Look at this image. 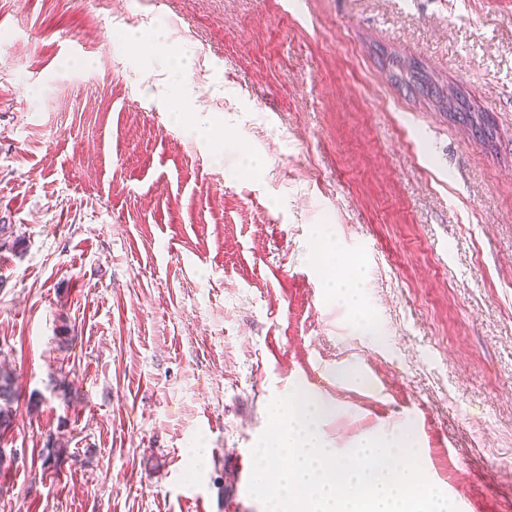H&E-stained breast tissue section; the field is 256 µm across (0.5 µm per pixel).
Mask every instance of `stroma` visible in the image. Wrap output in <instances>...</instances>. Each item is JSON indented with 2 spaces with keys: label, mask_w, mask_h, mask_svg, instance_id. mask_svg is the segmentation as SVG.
I'll return each mask as SVG.
<instances>
[{
  "label": "stroma",
  "mask_w": 512,
  "mask_h": 512,
  "mask_svg": "<svg viewBox=\"0 0 512 512\" xmlns=\"http://www.w3.org/2000/svg\"><path fill=\"white\" fill-rule=\"evenodd\" d=\"M1 224L0 512H264L296 389L325 447L409 439L458 512H512V0H0ZM421 81H423L424 84L427 83L430 85V88L427 87V94L429 91L436 94L435 104L440 111L448 112L454 117L458 116L459 120L464 123H468L474 129L480 141L485 142L489 141L490 138H493L492 130L489 127V124L486 123L488 120H485L482 112H480V114H476V112H469V110L463 106L457 95L448 91L437 94L436 91H432L431 83H429L428 80L425 81L421 79ZM149 100L153 102L159 110L177 112H200L192 109L190 104V95L182 89L173 88L166 84L156 83L155 91L149 94ZM17 400L13 373L0 367V432H5L13 423V404Z\"/></svg>",
  "instance_id": "35a3bbf8"
}]
</instances>
